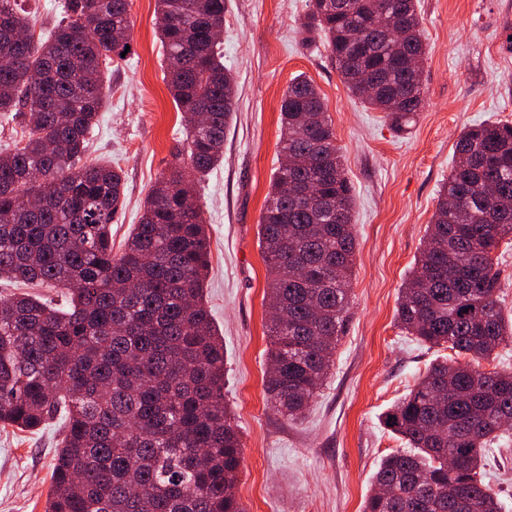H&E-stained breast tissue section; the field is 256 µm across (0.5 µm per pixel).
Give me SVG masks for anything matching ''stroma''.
I'll list each match as a JSON object with an SVG mask.
<instances>
[{
    "label": "stroma",
    "instance_id": "stroma-1",
    "mask_svg": "<svg viewBox=\"0 0 512 512\" xmlns=\"http://www.w3.org/2000/svg\"><path fill=\"white\" fill-rule=\"evenodd\" d=\"M308 0H227L224 64L238 84L224 158L197 184L210 237L206 301L224 338V396L241 432L236 495L245 512H362L381 460L405 446L383 413L436 360L396 319L399 290L424 248L439 190L464 130L512 124V0H418L427 55L425 105L403 131L352 97L331 54L300 23ZM156 0H129L131 52L105 74L87 156L117 165L126 202L112 224L121 247L171 164L184 125L163 74ZM325 100L355 193L352 305L334 364L304 418L268 408V274L260 221L278 165L280 102L296 77ZM60 439L0 427V512H46ZM485 466V483L512 512V429Z\"/></svg>",
    "mask_w": 512,
    "mask_h": 512
}]
</instances>
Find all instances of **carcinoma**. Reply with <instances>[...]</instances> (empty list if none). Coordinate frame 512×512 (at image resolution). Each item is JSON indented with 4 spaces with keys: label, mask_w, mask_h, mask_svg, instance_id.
<instances>
[{
    "label": "carcinoma",
    "mask_w": 512,
    "mask_h": 512,
    "mask_svg": "<svg viewBox=\"0 0 512 512\" xmlns=\"http://www.w3.org/2000/svg\"><path fill=\"white\" fill-rule=\"evenodd\" d=\"M225 0H157L165 80L184 143L154 183L119 251L121 168L82 162L102 107L104 68L131 42L128 0H62L48 39L21 0H0V112L24 139L0 153V277L64 291L69 309L0 296V423L63 420L47 512H245L236 496L241 434L224 401V338L205 298L209 242L195 182L224 157L237 82L224 65ZM350 93L403 129L424 104L417 0H309ZM279 166L260 249L270 309L267 403L304 416L321 388L351 300L353 190L324 98L306 78L281 101ZM512 242V124L482 123L455 145L429 240L402 285L397 317L446 346L382 416L411 452L387 455L363 512H503L481 478L512 422V370L484 371L512 340L499 257ZM390 490L382 496V488Z\"/></svg>",
    "instance_id": "cac0c4a2"
}]
</instances>
